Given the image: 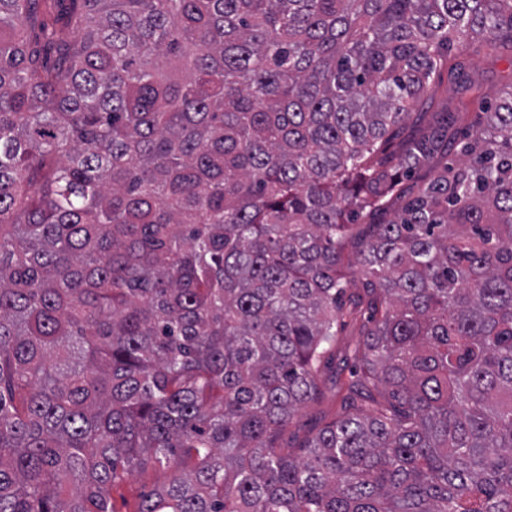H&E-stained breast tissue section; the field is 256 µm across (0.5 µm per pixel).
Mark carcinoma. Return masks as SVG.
<instances>
[{"mask_svg":"<svg viewBox=\"0 0 512 512\" xmlns=\"http://www.w3.org/2000/svg\"><path fill=\"white\" fill-rule=\"evenodd\" d=\"M475 38L512 50V0H0V512L150 466L137 512H512V83L471 115ZM325 400L318 408H304L288 427V437H302L310 428L321 422L324 415H332L336 409V386L331 381L325 384Z\"/></svg>","mask_w":512,"mask_h":512,"instance_id":"obj_1","label":"carcinoma"}]
</instances>
